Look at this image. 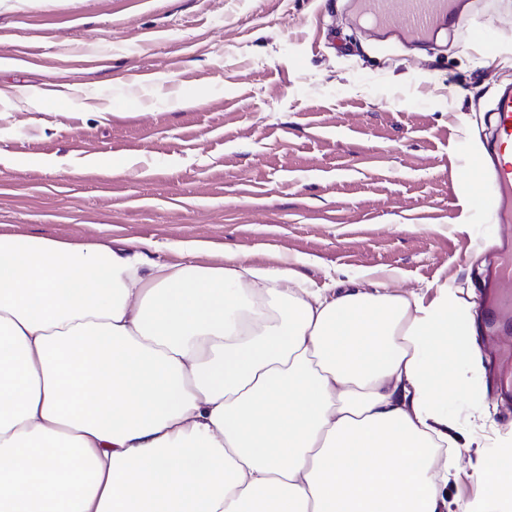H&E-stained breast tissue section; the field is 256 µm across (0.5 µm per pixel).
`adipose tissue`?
Returning <instances> with one entry per match:
<instances>
[{"mask_svg":"<svg viewBox=\"0 0 512 512\" xmlns=\"http://www.w3.org/2000/svg\"><path fill=\"white\" fill-rule=\"evenodd\" d=\"M199 253L0 234V512H448L457 289ZM476 468L512 512V442Z\"/></svg>","mask_w":512,"mask_h":512,"instance_id":"obj_1","label":"adipose tissue"}]
</instances>
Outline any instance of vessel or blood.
Returning a JSON list of instances; mask_svg holds the SVG:
<instances>
[{
	"mask_svg": "<svg viewBox=\"0 0 512 512\" xmlns=\"http://www.w3.org/2000/svg\"><path fill=\"white\" fill-rule=\"evenodd\" d=\"M360 12L372 27L383 28L402 37L422 40L443 26H458L461 18L451 0H359ZM494 119L495 175L484 183L482 169L464 173L467 185L476 187L478 196L487 197L497 223H512V88L502 90L492 110ZM481 282L493 311L512 313V236L503 237L495 249L491 264L481 275ZM498 394L512 399V352L498 360Z\"/></svg>",
	"mask_w": 512,
	"mask_h": 512,
	"instance_id": "1",
	"label": "vessel or blood"
}]
</instances>
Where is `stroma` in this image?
Instances as JSON below:
<instances>
[{
    "label": "stroma",
    "instance_id": "1",
    "mask_svg": "<svg viewBox=\"0 0 512 512\" xmlns=\"http://www.w3.org/2000/svg\"><path fill=\"white\" fill-rule=\"evenodd\" d=\"M489 10L483 40L419 44L364 36L356 0H0V233L201 242L319 285L392 270L482 310L505 228L459 177L512 86V0ZM448 410L459 443L512 440L490 377Z\"/></svg>",
    "mask_w": 512,
    "mask_h": 512
}]
</instances>
